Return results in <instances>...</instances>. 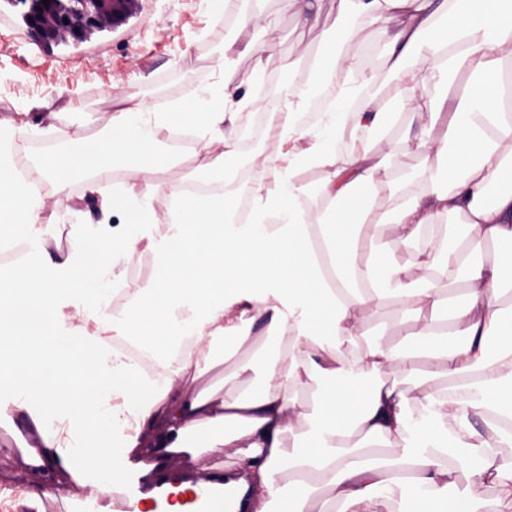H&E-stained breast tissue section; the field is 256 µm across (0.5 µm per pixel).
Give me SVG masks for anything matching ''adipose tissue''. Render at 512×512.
Here are the masks:
<instances>
[{
    "label": "adipose tissue",
    "mask_w": 512,
    "mask_h": 512,
    "mask_svg": "<svg viewBox=\"0 0 512 512\" xmlns=\"http://www.w3.org/2000/svg\"><path fill=\"white\" fill-rule=\"evenodd\" d=\"M330 51L309 62L268 113L281 149L254 157L248 220L230 191L240 153L234 133L250 105L225 80L195 98L191 112H114L109 137L75 148L53 137L28 160L68 206L72 181L102 208L125 207L122 224L79 225L77 241L54 254L40 235L44 198L30 184L0 178V249L25 241V260L0 267V393L14 414L25 463L46 486L69 476L90 496L112 485L114 457H140L144 474L175 473L204 458L209 474L249 475L250 512H436L452 472L468 486L454 512L512 507V0H333ZM239 33L215 66L261 60L264 42ZM376 27L373 70L356 61L360 26ZM469 87H449L459 75ZM382 80L401 92L405 124L371 94ZM195 134L206 162L201 192L170 190L171 206L150 205L159 136L173 125ZM420 156L419 186L396 189L397 151ZM120 159L140 190L115 191L90 172ZM320 172L316 186L299 178ZM392 193L374 207L383 187ZM456 220V244L433 235ZM150 251L159 266L152 288L112 311L118 258ZM391 306L413 317L395 324L397 346L367 341L365 312ZM262 325L261 337L252 329ZM249 349L239 374L262 370L258 390L225 389L209 376L223 363L225 337ZM421 342L407 352V338ZM144 339L164 368L156 384L112 351ZM400 363L405 383L387 371ZM374 379L351 383L352 373ZM204 380L188 388L186 375ZM329 380L326 389L313 380ZM443 387H435V380ZM466 390L448 397L446 386ZM34 429L37 444L15 429ZM483 428H476V421ZM294 444H287V436ZM326 489L323 497L310 485ZM491 494L475 499L474 492Z\"/></svg>",
    "instance_id": "adipose-tissue-1"
}]
</instances>
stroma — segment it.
Returning a JSON list of instances; mask_svg holds the SVG:
<instances>
[{
	"label": "stroma",
	"instance_id": "stroma-1",
	"mask_svg": "<svg viewBox=\"0 0 512 512\" xmlns=\"http://www.w3.org/2000/svg\"><path fill=\"white\" fill-rule=\"evenodd\" d=\"M262 11L277 32L267 43L262 72L254 62L240 60L231 78L251 95L249 110L241 112L239 129L252 127L265 108L262 85L285 83L293 77L297 49H321L331 24L310 26L285 10L281 0H139L137 10L119 27L89 42L46 47L29 35L24 5L0 0V137L19 140L27 126L54 124L75 146L95 143L110 127V111L145 104L168 111L173 101H191L196 90L214 85L222 76L215 68L224 50L227 31L246 10ZM55 121H48V114ZM201 158L159 163L153 176L151 204L156 213L169 205L171 185L196 175ZM151 253L135 252L116 272L126 292L112 304L120 310L128 295L154 280ZM37 479L26 473L11 430L0 427V490L35 489Z\"/></svg>",
	"mask_w": 512,
	"mask_h": 512
}]
</instances>
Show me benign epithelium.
Returning <instances> with one entry per match:
<instances>
[{
  "label": "benign epithelium",
  "instance_id": "1",
  "mask_svg": "<svg viewBox=\"0 0 512 512\" xmlns=\"http://www.w3.org/2000/svg\"><path fill=\"white\" fill-rule=\"evenodd\" d=\"M27 5L24 20L32 34L55 45L84 42L121 23L136 0H18Z\"/></svg>",
  "mask_w": 512,
  "mask_h": 512
}]
</instances>
